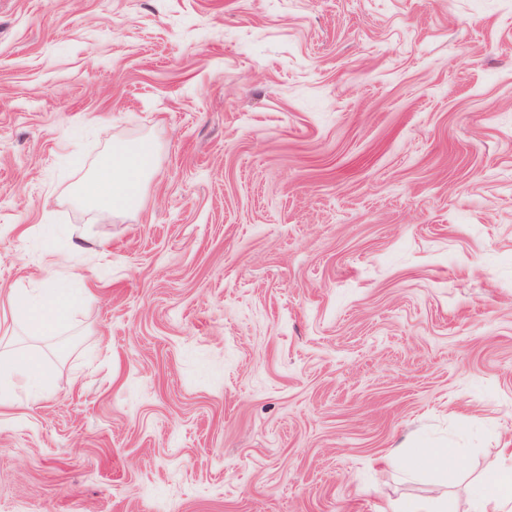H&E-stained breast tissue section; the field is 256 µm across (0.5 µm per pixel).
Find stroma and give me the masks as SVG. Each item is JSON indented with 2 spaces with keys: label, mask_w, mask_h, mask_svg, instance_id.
Listing matches in <instances>:
<instances>
[{
  "label": "stroma",
  "mask_w": 512,
  "mask_h": 512,
  "mask_svg": "<svg viewBox=\"0 0 512 512\" xmlns=\"http://www.w3.org/2000/svg\"><path fill=\"white\" fill-rule=\"evenodd\" d=\"M142 136L138 209L78 204ZM82 235L0 512H469L512 462V0H0V336ZM420 462L429 468L442 471H453L456 468L455 448H447V445H434L420 449ZM458 503L450 495L411 498L403 501L396 512H458Z\"/></svg>",
  "instance_id": "1"
}]
</instances>
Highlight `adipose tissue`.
<instances>
[{"mask_svg": "<svg viewBox=\"0 0 512 512\" xmlns=\"http://www.w3.org/2000/svg\"><path fill=\"white\" fill-rule=\"evenodd\" d=\"M158 161L155 141L141 137L113 142L111 150L79 190L81 202L90 208L116 215L138 207L143 186ZM78 295L72 281L53 280L37 299L27 293L13 294L10 305L27 335H53L62 317ZM49 389L52 376L43 355L22 347L0 353V403L9 399L17 386ZM471 512H512V470L507 469L488 483H476L470 497Z\"/></svg>", "mask_w": 512, "mask_h": 512, "instance_id": "adipose-tissue-1", "label": "adipose tissue"}]
</instances>
